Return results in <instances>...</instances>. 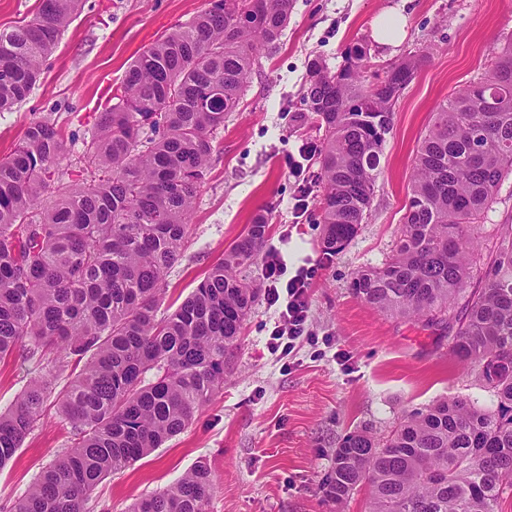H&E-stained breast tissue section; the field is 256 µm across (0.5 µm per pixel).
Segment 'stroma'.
Returning <instances> with one entry per match:
<instances>
[{
    "label": "stroma",
    "instance_id": "stroma-1",
    "mask_svg": "<svg viewBox=\"0 0 512 512\" xmlns=\"http://www.w3.org/2000/svg\"><path fill=\"white\" fill-rule=\"evenodd\" d=\"M206 0H83L28 99L0 114V156L35 118L54 122L67 146L65 181L76 184L83 141L123 79L127 65ZM387 12L406 18L395 46L373 37ZM512 41V0H294L277 47L263 50L236 112L216 135V151L191 217L179 262L165 276L162 310H174L257 212L271 215L264 252H278L288 270L315 269L308 288L307 327L317 346L300 343L288 360L267 347L274 314L257 301L224 384L179 435L92 494L93 512H128L197 462L211 471L209 512H336L323 482L336 447L361 427L385 433L403 411L437 400L467 398L483 406L493 395L476 372L457 364L448 341L413 320L386 316L356 299L354 271L390 255L408 198L412 161L440 104L490 68L497 47ZM367 45L383 65L412 53L425 62L402 91L380 162L371 208L357 235L332 259L320 248L317 206L293 208L298 184L290 162L320 133L301 116L311 59L342 64L346 48ZM48 370L16 352L0 361V410ZM72 434L55 397L35 430L0 470V512L13 503Z\"/></svg>",
    "mask_w": 512,
    "mask_h": 512
}]
</instances>
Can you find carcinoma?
I'll return each instance as SVG.
<instances>
[{
  "mask_svg": "<svg viewBox=\"0 0 512 512\" xmlns=\"http://www.w3.org/2000/svg\"><path fill=\"white\" fill-rule=\"evenodd\" d=\"M293 0H207L143 49L83 145L82 183L55 187L65 157L56 125L33 119L0 158V361L21 346L51 367L85 361L58 393L73 446L18 498L13 512H91L107 476L191 423L224 384V364L259 288L265 214L224 250L172 312L159 314L164 277L180 259L213 153L261 51L277 43ZM81 0H39L32 18L0 28V112L25 100ZM425 56L394 61V79L370 82L361 43L331 69L311 61L302 95L322 131L313 157L321 251L332 257L364 223L393 108ZM493 103L492 111L484 103ZM512 175V41L491 69L441 104L414 158L395 248L357 269L350 288L367 306L450 333L456 360L478 370L496 407L443 399L402 413L387 435L365 427L338 443L324 482L343 508L366 486L368 512H499L512 488V224H504L478 284L474 228ZM49 379L0 411V468L41 417ZM211 473L198 462L130 512H208Z\"/></svg>",
  "mask_w": 512,
  "mask_h": 512,
  "instance_id": "1",
  "label": "carcinoma"
}]
</instances>
